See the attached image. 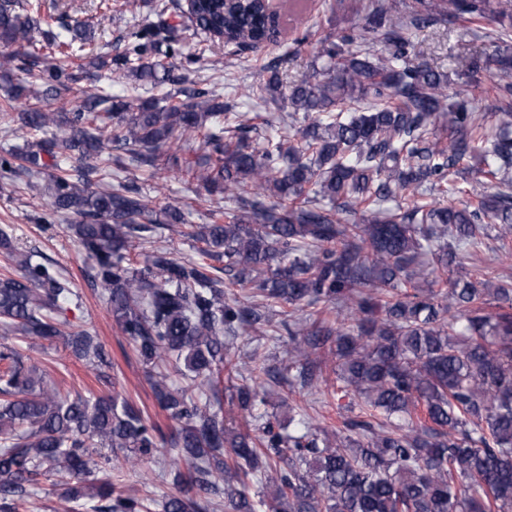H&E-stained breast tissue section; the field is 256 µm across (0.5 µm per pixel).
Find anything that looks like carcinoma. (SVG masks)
Returning <instances> with one entry per match:
<instances>
[{
  "label": "carcinoma",
  "mask_w": 512,
  "mask_h": 512,
  "mask_svg": "<svg viewBox=\"0 0 512 512\" xmlns=\"http://www.w3.org/2000/svg\"><path fill=\"white\" fill-rule=\"evenodd\" d=\"M421 12L402 19L385 0L363 25L364 45L342 34L312 61V79L283 93L272 72L259 86L266 105L303 113L295 133L251 140V126L220 96L112 100L81 90L69 112L38 106L8 113L19 128L52 131L22 153L0 155V179L48 167L53 214H71L78 245L92 262L116 327L155 369L174 362L191 373L201 403L158 371L155 400L175 425L170 462L176 493L160 512H199L224 482L227 512H512V280L494 266L462 270V254L500 225V251L512 258V49L495 46L500 105L492 118L445 93L447 76L410 51ZM451 14L474 16L512 32V0H449ZM35 0H0V72L23 77L8 96L37 102L71 90L68 59L86 32L60 23L42 30L22 14ZM197 34L241 46L268 35L267 0H195ZM173 29L151 23L127 34L119 57L137 79L171 80L148 62L152 37ZM384 43L388 51L374 50ZM203 139L207 154L179 142ZM94 165L76 175L58 159ZM475 159L476 182L496 188L460 207L448 174ZM150 176L172 171L196 182L197 195L237 201L215 210L196 233L202 254L224 260L222 279L207 263H181L156 250L137 267L131 250L159 225L186 223L176 207H156L139 188L93 186L99 162ZM248 186L252 198L237 197ZM17 273L0 274V320L23 336L61 335L53 314L77 298L57 271L14 255ZM454 273L448 279V273ZM302 312L297 317L295 313ZM282 316L296 374L289 391L318 388L317 370L336 366V391L351 397L332 432L297 411L286 429L252 416L231 427L224 397L252 411L264 402L268 368L239 366L224 353V333ZM76 353L103 365L96 334L69 336ZM162 435L117 392L69 398L37 366L0 344V512H18L27 487L65 474L61 496L94 502L92 512H142L107 475L95 448L149 456ZM275 472L273 489L254 498L248 484Z\"/></svg>",
  "instance_id": "carcinoma-1"
}]
</instances>
